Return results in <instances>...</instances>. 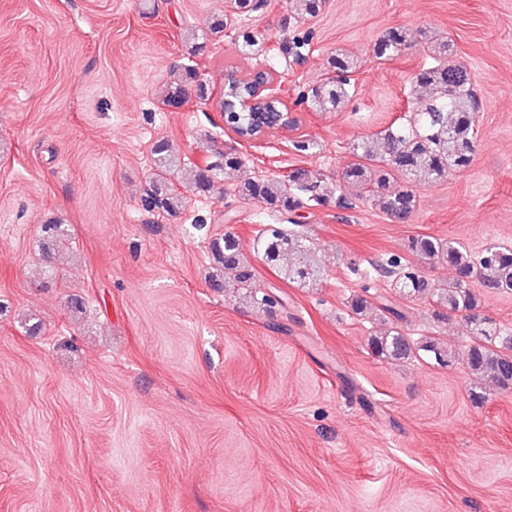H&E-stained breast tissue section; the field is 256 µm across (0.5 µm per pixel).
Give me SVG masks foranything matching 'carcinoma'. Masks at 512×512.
<instances>
[{
  "label": "carcinoma",
  "instance_id": "1",
  "mask_svg": "<svg viewBox=\"0 0 512 512\" xmlns=\"http://www.w3.org/2000/svg\"><path fill=\"white\" fill-rule=\"evenodd\" d=\"M224 15L212 20L208 30L218 34L234 19L257 10L256 0H226ZM288 20L315 17L323 0H288ZM238 62L227 64L224 70L239 76L237 84L226 86L216 102L222 112L238 114L234 128H246L254 112H286V103L262 101L263 94L251 93L250 73L241 64L270 52L266 34L254 27L234 32ZM410 34L402 27L382 31L371 46L372 56L386 62L398 57L409 45ZM429 61L411 80V94L418 104L412 108L411 120L393 122L370 136L350 143L352 160L343 175V183L332 189L320 175L304 168H294L283 176L232 184L228 191L244 200H256L265 208L280 213H294L300 208V195L316 206L336 204L351 209L357 203L370 202L390 220L407 223L419 207L418 188L444 182L448 175L470 166L475 152V127L478 98L470 72L453 59L448 37L431 34L425 37ZM308 38L292 35L279 43L278 51L294 59L304 56ZM353 56L340 52L328 59V74L322 82L307 88L300 103L310 112H340L355 92V82L349 74L355 72ZM194 89L201 100H208L213 89L190 67L173 76L161 95V104L173 108ZM293 149L301 154L320 150V143L308 134L292 141ZM214 161L197 165L185 161L167 139L157 140L151 154L155 172L150 189L142 197L143 209L151 214L174 215L185 207V198L174 182L186 179L198 196L213 193L219 182L227 181L243 165L239 153L227 146L211 145ZM43 259L51 251L63 247L70 236L62 224L42 225ZM264 261L277 269L289 282L300 288H315L324 279V269L316 257L314 242L301 232L283 226L266 228L258 237ZM217 252L216 273L211 282L219 288H231L243 302L255 307H269L271 297L261 292L255 273L240 248L237 236L224 232V246L213 245ZM408 250L419 264L404 263L390 258L375 265V273L389 280V286L399 297L424 301L433 308L434 321L444 322L461 316L470 324V343L465 350L464 365L468 373L487 381L502 391L512 390V339L501 336L493 321L480 316V295L471 287L475 283L485 290L512 291V249L496 243L487 244L474 255L463 244L430 235L409 240ZM443 260L455 270L454 279L446 285H435L425 276L422 265ZM349 306L362 317H379L385 328L369 337L368 345L378 357L391 360L422 358L439 366L451 367L457 361L456 352L439 338L428 335L414 339L405 333L407 314L390 300L376 302L372 297L357 294Z\"/></svg>",
  "mask_w": 512,
  "mask_h": 512
}]
</instances>
